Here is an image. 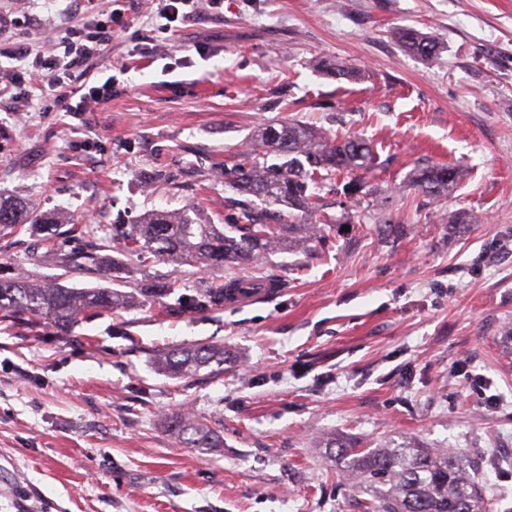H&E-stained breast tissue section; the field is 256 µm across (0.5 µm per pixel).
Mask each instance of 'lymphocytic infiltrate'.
<instances>
[{"label": "lymphocytic infiltrate", "mask_w": 512, "mask_h": 512, "mask_svg": "<svg viewBox=\"0 0 512 512\" xmlns=\"http://www.w3.org/2000/svg\"><path fill=\"white\" fill-rule=\"evenodd\" d=\"M83 8L82 26L59 30L50 52L35 50L17 36L0 39V59L10 62L0 66V91L19 87L26 76H39L59 111L77 114L104 107L112 98L111 82L81 88L70 80L73 72L95 68L102 44L112 37V21L104 17L99 0H83Z\"/></svg>", "instance_id": "f902f5d3"}]
</instances>
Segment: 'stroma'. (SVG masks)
Here are the masks:
<instances>
[{
	"label": "stroma",
	"instance_id": "obj_1",
	"mask_svg": "<svg viewBox=\"0 0 512 512\" xmlns=\"http://www.w3.org/2000/svg\"><path fill=\"white\" fill-rule=\"evenodd\" d=\"M114 6L123 27L91 77L112 84L105 111L44 109L38 79L29 106L0 111V193L88 233L1 238L0 266L91 287L52 253L109 246L113 225L151 210L233 223L222 171L268 122L356 133L377 163L347 210L357 223L310 252L206 274L128 257L115 289L172 280L174 294L88 312L67 333L0 319V512H359L333 436L461 449L484 471L489 512H512V0H217L156 41L143 36L150 0L102 4ZM18 20L45 51L81 6L0 0V35ZM406 28L434 37L437 57L407 51ZM323 58L358 74L329 76ZM427 160L467 171L444 202L409 184ZM446 210L479 221L450 225ZM250 277L281 287L242 307L189 304L200 283ZM198 344L223 346V374L176 379L153 363ZM182 411L223 447H184L167 426Z\"/></svg>",
	"mask_w": 512,
	"mask_h": 512
}]
</instances>
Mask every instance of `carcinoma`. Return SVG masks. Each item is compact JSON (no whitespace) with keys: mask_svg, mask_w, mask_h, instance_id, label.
<instances>
[{"mask_svg":"<svg viewBox=\"0 0 512 512\" xmlns=\"http://www.w3.org/2000/svg\"><path fill=\"white\" fill-rule=\"evenodd\" d=\"M398 40L421 57L437 55L436 41L417 30H400ZM248 154L251 162L224 167V183L239 195L233 200L238 223L225 228L204 224L191 207L153 210L135 224L112 225V249L141 263L149 258L171 265L190 263L202 271L257 262L287 247L309 251L335 223L324 212L319 195L323 179L345 176L343 193L352 196L361 188L355 173L371 168L376 160L371 143L357 135H338L294 121L259 129L250 139ZM463 178L459 166L425 162L414 168L411 183L441 202ZM256 198L263 206L254 203ZM26 224L52 236L62 222L23 198L0 197V238ZM55 261L67 271L96 277L114 269L113 259L96 249L59 255ZM130 303V296L114 288L41 285L28 273L0 276V313L49 319L61 330L72 327L87 311L110 312ZM222 304L224 288L206 283L192 299L194 308L201 310ZM157 363L175 376L190 377L205 368L222 374L224 348H177L160 354ZM169 427L188 448L223 447L211 426L188 413L171 416ZM329 448L340 473L354 476L355 489L370 496L364 512H486L483 473L472 461L463 460L459 449L360 448L334 439Z\"/></svg>","mask_w":512,"mask_h":512,"instance_id":"cac0c4a2","label":"carcinoma"}]
</instances>
